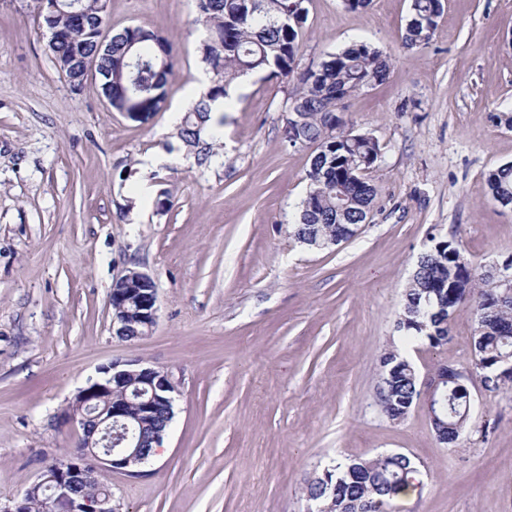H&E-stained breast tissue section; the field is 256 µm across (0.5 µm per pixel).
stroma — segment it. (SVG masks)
Here are the masks:
<instances>
[{"label":"stroma","mask_w":512,"mask_h":512,"mask_svg":"<svg viewBox=\"0 0 512 512\" xmlns=\"http://www.w3.org/2000/svg\"><path fill=\"white\" fill-rule=\"evenodd\" d=\"M410 0H306L300 67L366 42L387 80L345 98L381 154L377 197L354 239L312 251L289 226L311 150L285 138L294 85L252 75L224 114V162L177 137L204 71L195 0H109L102 33L145 25L172 46L164 108L111 111L100 81L73 90L33 0H0V503L21 498L77 439L62 414L99 367L139 358L168 372L174 418L149 474L101 475L119 512H307L308 480L334 461L408 455L424 486L394 512H512V390L468 383L472 418L440 443L425 399L390 420L380 357L398 340L402 292L432 239L457 235L475 266L512 254V211L487 193L512 163V0H444L429 47L406 50ZM153 187L138 214L125 203ZM148 272L152 331L112 334L120 271ZM475 319L409 351L420 381L469 372Z\"/></svg>","instance_id":"35a3bbf8"}]
</instances>
